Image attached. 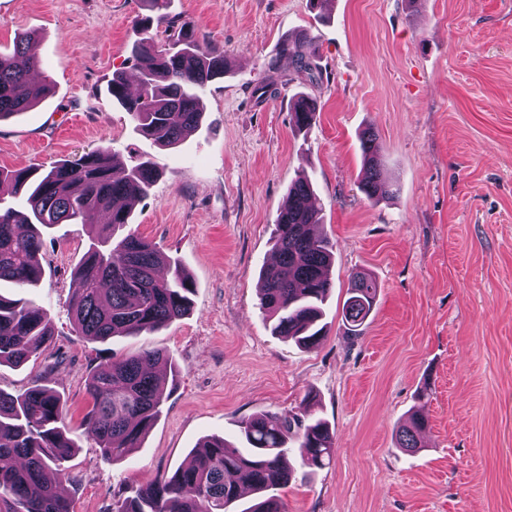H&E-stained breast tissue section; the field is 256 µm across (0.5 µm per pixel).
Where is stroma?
Instances as JSON below:
<instances>
[{"instance_id":"1","label":"stroma","mask_w":512,"mask_h":512,"mask_svg":"<svg viewBox=\"0 0 512 512\" xmlns=\"http://www.w3.org/2000/svg\"><path fill=\"white\" fill-rule=\"evenodd\" d=\"M138 0H0V48L34 38L53 81L32 110L0 121V168L44 170L99 146L160 177L131 229L190 276L192 311L150 334L78 336L73 270L98 234L62 224L45 235V275L25 297L52 321L51 344L0 367V391L58 390L77 445L73 512H114L148 478L171 476L202 440L235 439L253 415L311 413L334 433L323 469L293 459L283 512H512V0H171L223 48L228 71L201 96V127L174 149L134 130L113 103V73L133 78ZM306 29L312 74L280 55ZM287 81L262 99L271 61ZM322 106L305 134L296 93ZM374 128L392 196L366 197L360 137ZM307 175L333 245L327 334L314 348L272 335L259 307L277 211ZM378 284L358 338L343 304L352 274ZM158 349L177 372L168 399L127 459L104 457L82 420L90 370L111 355ZM431 388L420 401L416 392ZM427 419L418 451L395 431Z\"/></svg>"}]
</instances>
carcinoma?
<instances>
[{
  "label": "carcinoma",
  "mask_w": 512,
  "mask_h": 512,
  "mask_svg": "<svg viewBox=\"0 0 512 512\" xmlns=\"http://www.w3.org/2000/svg\"><path fill=\"white\" fill-rule=\"evenodd\" d=\"M169 0H140L147 13L134 17L142 37L131 49L139 85L130 90L115 73L108 91L128 112L138 134L172 147L203 120L200 94L224 77V50L199 38L189 19L163 12ZM165 25L169 44L159 45L153 27ZM312 38L301 34L282 43L280 53L299 71L311 70L307 48ZM39 65L31 54V37L0 52V121L29 111L51 92L52 81H32ZM297 131L316 123L320 105L308 94L294 97ZM364 163L362 190L383 199L393 190L382 178L378 135L369 127L361 136ZM158 177L154 164L142 161L119 167L110 149L100 147L73 161H61L40 174L0 170V184L23 194L24 210L0 203V286L33 288L42 278L43 231L57 224H96L105 216L103 234L91 243L76 266V288L69 309L81 336L105 343L117 336L157 332L191 310L190 277L174 259L137 234L115 238L130 223L126 201L146 197ZM313 189L304 176L288 189L274 220L276 260L261 269L260 307L274 319L272 333L312 348L325 334L323 305L333 284V250L314 233L320 211L310 205ZM376 297V283L366 274L352 278L343 314L350 335H359ZM50 322L31 300L0 294V366H19L51 341ZM165 360L158 349L115 357L96 366L87 379L92 407L85 416L86 433L112 461L126 459L160 417L167 400L165 382L148 365ZM65 401L44 385L17 394L0 392V512H72L75 484L69 463L76 444L64 426ZM427 420L412 414L397 432L398 447L413 451ZM238 448L222 438H208L192 452L191 462L169 477L146 480L136 495L116 512H231L242 487L257 494L247 512H281L277 492L293 476L287 456L295 444L308 465L324 468L333 457L328 423L311 413H261L251 417Z\"/></svg>",
  "instance_id": "carcinoma-1"
}]
</instances>
